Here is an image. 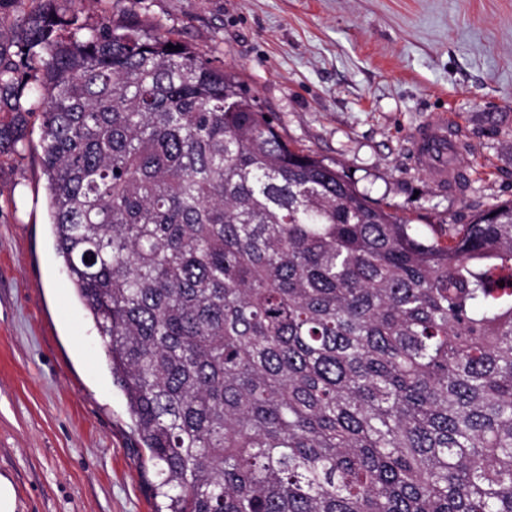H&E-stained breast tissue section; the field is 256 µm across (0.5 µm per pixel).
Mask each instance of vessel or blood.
<instances>
[{
  "label": "vessel or blood",
  "mask_w": 512,
  "mask_h": 512,
  "mask_svg": "<svg viewBox=\"0 0 512 512\" xmlns=\"http://www.w3.org/2000/svg\"><path fill=\"white\" fill-rule=\"evenodd\" d=\"M454 129L442 115L432 116L419 125L411 136L412 158L415 165L426 168L437 186L448 182V142Z\"/></svg>",
  "instance_id": "b4317fda"
}]
</instances>
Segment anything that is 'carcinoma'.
Masks as SVG:
<instances>
[{"instance_id": "obj_1", "label": "carcinoma", "mask_w": 512, "mask_h": 512, "mask_svg": "<svg viewBox=\"0 0 512 512\" xmlns=\"http://www.w3.org/2000/svg\"><path fill=\"white\" fill-rule=\"evenodd\" d=\"M55 2L0 33V148L39 114L157 512H512V202L427 238L161 25Z\"/></svg>"}]
</instances>
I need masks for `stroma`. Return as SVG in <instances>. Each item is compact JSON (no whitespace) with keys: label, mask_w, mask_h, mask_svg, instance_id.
I'll return each instance as SVG.
<instances>
[{"label":"stroma","mask_w":512,"mask_h":512,"mask_svg":"<svg viewBox=\"0 0 512 512\" xmlns=\"http://www.w3.org/2000/svg\"><path fill=\"white\" fill-rule=\"evenodd\" d=\"M159 23L234 72L292 147L428 224L512 200V0H86ZM437 111L458 184L414 165ZM40 122L0 152V473L16 512H155L149 453L55 250Z\"/></svg>","instance_id":"1"}]
</instances>
